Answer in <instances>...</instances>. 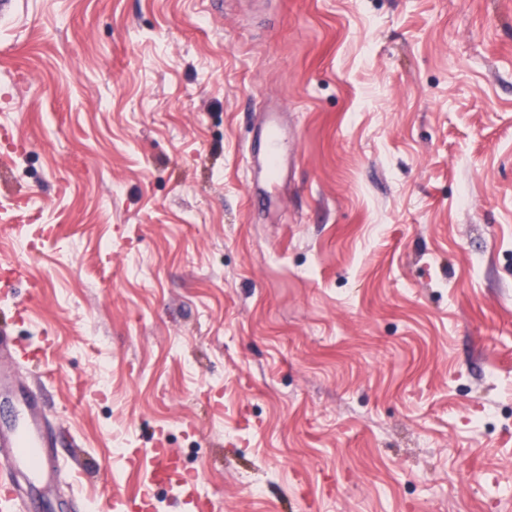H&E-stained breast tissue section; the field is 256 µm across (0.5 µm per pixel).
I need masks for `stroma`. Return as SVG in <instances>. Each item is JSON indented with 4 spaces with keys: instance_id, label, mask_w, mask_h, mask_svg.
<instances>
[{
    "instance_id": "stroma-1",
    "label": "stroma",
    "mask_w": 512,
    "mask_h": 512,
    "mask_svg": "<svg viewBox=\"0 0 512 512\" xmlns=\"http://www.w3.org/2000/svg\"><path fill=\"white\" fill-rule=\"evenodd\" d=\"M2 127L50 512H512V0H17ZM267 128L263 133L264 140L260 153L254 158L263 173L266 184L277 182L285 164L287 163L283 136L278 129V121L274 114H270ZM142 451L154 462L152 482L171 481L174 477L179 481L183 480V473L179 471V458L171 448L166 447L164 440L158 438L152 448H142Z\"/></svg>"
}]
</instances>
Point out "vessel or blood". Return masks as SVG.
I'll return each instance as SVG.
<instances>
[{
  "instance_id": "vessel-or-blood-1",
  "label": "vessel or blood",
  "mask_w": 512,
  "mask_h": 512,
  "mask_svg": "<svg viewBox=\"0 0 512 512\" xmlns=\"http://www.w3.org/2000/svg\"><path fill=\"white\" fill-rule=\"evenodd\" d=\"M255 160L267 184L276 182L286 162L285 144L276 117H268L267 128ZM12 407L11 415L0 421V499L10 512H40V496L58 472L52 451L54 442L45 431L40 401L31 386L4 382L0 384ZM148 454L154 463L152 479L156 482L179 476V458L164 440H155Z\"/></svg>"
}]
</instances>
